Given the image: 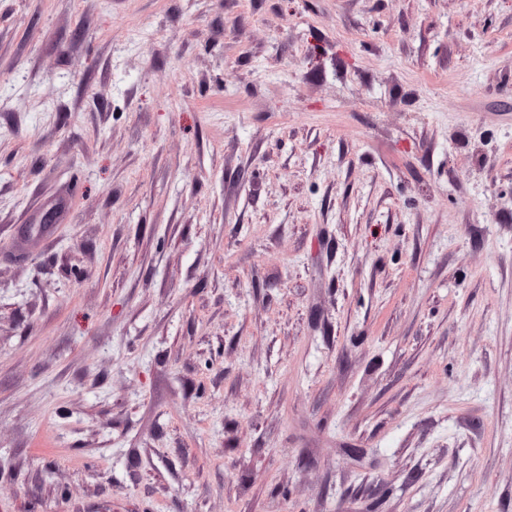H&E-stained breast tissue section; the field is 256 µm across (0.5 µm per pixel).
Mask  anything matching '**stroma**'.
<instances>
[{
    "instance_id": "obj_1",
    "label": "stroma",
    "mask_w": 512,
    "mask_h": 512,
    "mask_svg": "<svg viewBox=\"0 0 512 512\" xmlns=\"http://www.w3.org/2000/svg\"><path fill=\"white\" fill-rule=\"evenodd\" d=\"M0 81V512H512V0H0Z\"/></svg>"
}]
</instances>
